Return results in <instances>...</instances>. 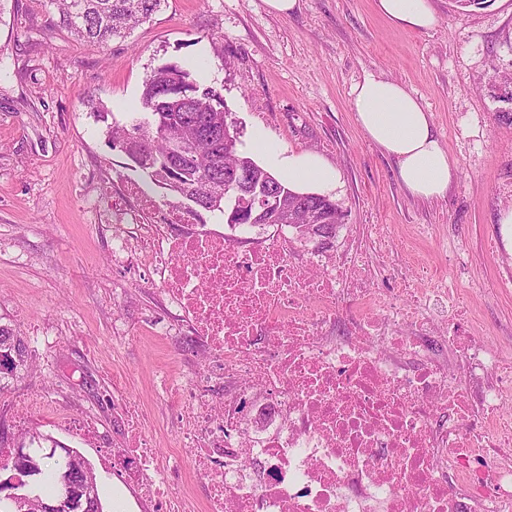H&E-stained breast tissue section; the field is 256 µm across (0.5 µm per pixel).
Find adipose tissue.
Wrapping results in <instances>:
<instances>
[{
  "label": "adipose tissue",
  "instance_id": "1",
  "mask_svg": "<svg viewBox=\"0 0 512 512\" xmlns=\"http://www.w3.org/2000/svg\"><path fill=\"white\" fill-rule=\"evenodd\" d=\"M377 10L394 24L427 30L438 23L429 0H376ZM356 123L370 141L395 158L398 177L413 196H443L456 175L454 163L435 133L431 116L403 85L366 76L351 91ZM265 167L288 188L324 194L337 188L340 174L313 152H272Z\"/></svg>",
  "mask_w": 512,
  "mask_h": 512
}]
</instances>
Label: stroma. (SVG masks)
Masks as SVG:
<instances>
[{"label": "stroma", "mask_w": 512, "mask_h": 512, "mask_svg": "<svg viewBox=\"0 0 512 512\" xmlns=\"http://www.w3.org/2000/svg\"><path fill=\"white\" fill-rule=\"evenodd\" d=\"M374 3L300 0L280 16L265 0H166L128 37L98 46L51 26L48 0H0V322L32 362L0 390V446L16 448L26 430L52 436L92 464L105 512L118 497L126 512H155L117 464L133 405L159 458L177 459L176 491L207 498L181 445L177 393L205 357L139 259L133 214L121 221L129 258L112 257V197L134 174L106 131L138 117L143 83L165 62L220 88L242 134L263 126L271 147L316 152L339 170L330 197L344 222L328 251L369 247L380 227L375 287L425 288L435 323H461L512 361V247L497 222L512 209V0L461 10L430 0L439 22L424 31L393 25ZM371 74L404 84L430 113L457 168L444 196H412L356 124L351 90ZM162 321L176 335H158ZM45 393L18 424L16 405ZM82 418L93 437L69 427Z\"/></svg>", "instance_id": "1"}]
</instances>
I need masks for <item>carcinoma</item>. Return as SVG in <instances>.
<instances>
[{
  "label": "carcinoma",
  "mask_w": 512,
  "mask_h": 512,
  "mask_svg": "<svg viewBox=\"0 0 512 512\" xmlns=\"http://www.w3.org/2000/svg\"><path fill=\"white\" fill-rule=\"evenodd\" d=\"M165 0H56L58 25L79 39L103 45L123 38L129 30L159 11ZM143 117L128 126L109 127L110 147L122 152L141 171L144 184L164 190L171 203L183 206L191 195L195 213L223 216L226 224H248L255 202L242 197L235 183L243 178L260 185L275 206L268 213L273 224H286L296 239L307 243L314 234L335 236L341 210L322 202L319 194L300 193L283 186L268 170L242 149L237 121L219 91L197 80L177 62L153 69L140 96ZM179 140L196 146L186 159L171 153ZM27 347L14 330L0 324V382L27 368ZM33 455L38 474L28 486L30 495L43 499L61 493L62 481L73 483L71 500L88 501L92 512H104L100 483L93 468L75 448L69 454Z\"/></svg>",
  "instance_id": "obj_1"
}]
</instances>
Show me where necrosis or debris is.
<instances>
[{"mask_svg": "<svg viewBox=\"0 0 512 512\" xmlns=\"http://www.w3.org/2000/svg\"><path fill=\"white\" fill-rule=\"evenodd\" d=\"M140 256L207 360L186 388L182 441L210 485L206 512H512V368L480 338L435 336L428 301L387 300L367 252L293 262L249 228L200 224L125 184ZM450 347L456 366L435 360ZM145 498L186 512L129 453Z\"/></svg>", "mask_w": 512, "mask_h": 512, "instance_id": "obj_1", "label": "necrosis or debris"}]
</instances>
